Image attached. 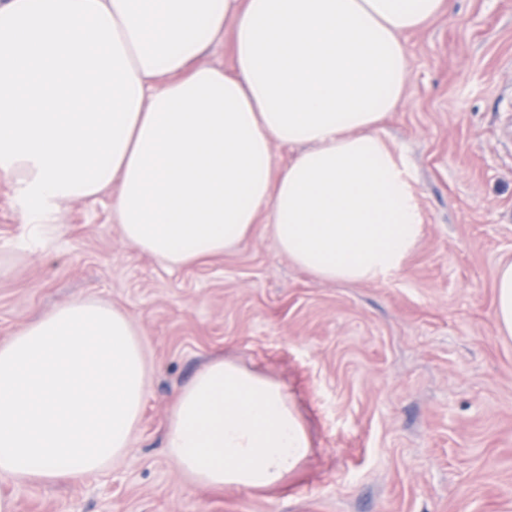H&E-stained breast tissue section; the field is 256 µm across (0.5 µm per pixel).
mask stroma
<instances>
[{
	"instance_id": "stroma-1",
	"label": "stroma",
	"mask_w": 512,
	"mask_h": 512,
	"mask_svg": "<svg viewBox=\"0 0 512 512\" xmlns=\"http://www.w3.org/2000/svg\"><path fill=\"white\" fill-rule=\"evenodd\" d=\"M405 106L384 131L424 233L396 272L299 269L259 215L223 254L167 266L123 239L109 195L41 238L0 180V343L76 296L128 314L149 364L129 451L78 483L0 477L16 512H512V0H454L406 35ZM221 358L278 382L312 449L273 492L189 487L164 446L177 393ZM495 288V316L499 331L505 336H512V261L499 267Z\"/></svg>"
}]
</instances>
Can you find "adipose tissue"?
I'll use <instances>...</instances> for the list:
<instances>
[{
    "label": "adipose tissue",
    "instance_id": "obj_1",
    "mask_svg": "<svg viewBox=\"0 0 512 512\" xmlns=\"http://www.w3.org/2000/svg\"><path fill=\"white\" fill-rule=\"evenodd\" d=\"M452 0H0V179L23 223L110 194L164 265L245 241L330 281L399 270L423 224L382 122L407 101L405 34ZM232 42V67L201 56ZM298 147L283 169L272 144ZM146 368L129 317L74 299L0 344V476L82 481L127 452ZM169 457L213 490L270 491L309 455L275 381L216 359L178 393Z\"/></svg>",
    "mask_w": 512,
    "mask_h": 512
}]
</instances>
